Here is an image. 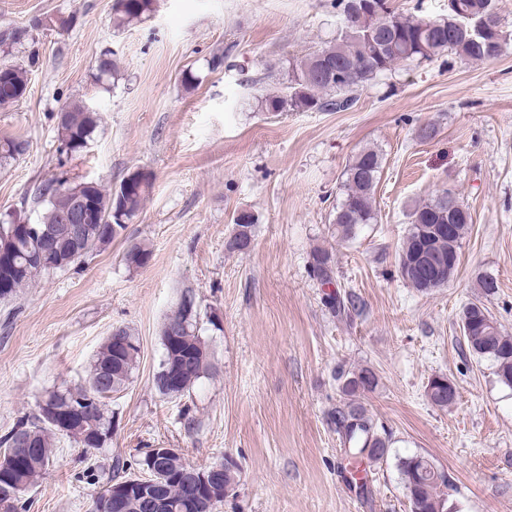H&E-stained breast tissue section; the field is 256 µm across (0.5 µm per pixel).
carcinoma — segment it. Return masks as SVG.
<instances>
[{
	"label": "carcinoma",
	"instance_id": "1",
	"mask_svg": "<svg viewBox=\"0 0 512 512\" xmlns=\"http://www.w3.org/2000/svg\"><path fill=\"white\" fill-rule=\"evenodd\" d=\"M355 0H336V9L342 27L347 29L344 39L317 51L289 67L291 93L282 96L266 94L260 98L263 112L340 110L348 108L342 99L365 86L378 75L389 72L403 62L431 60L448 52L471 62H492L502 56L512 44V36L505 31L486 37H473L468 32L471 19H479L496 12L494 0H458L460 14L448 17L400 16L391 10L389 0H382V14L364 13L353 16ZM155 0H114L112 24L120 29L150 16ZM47 21L63 34L73 26L72 15L36 17L26 27H7L0 31V55L7 58L18 49L31 47L22 64L0 69V108L20 101L27 93L31 72L39 67V54L33 50V33ZM117 75V65L109 53L100 55L95 79L108 81ZM56 135L61 146L70 153L84 151L99 127L100 116L82 100L67 103L56 116ZM25 144L13 138H0V162L7 163L22 154ZM383 168V156L374 148L360 150L345 170L344 196L336 207L333 223L342 242L356 238L358 226L375 221V188ZM152 187L149 173L134 170L123 177L119 186L105 187L92 182H49L41 193L43 210L34 227L42 230L59 222L69 209L73 195L85 197L92 212L105 216L102 224L85 225L89 239L88 252L101 250L112 244L126 225L115 221L114 212L135 217ZM460 201L453 190L418 204L409 214V229L398 249L397 270L400 278L421 291L448 285V271L459 264V249L472 217L460 218L448 213V200ZM451 223L455 239L436 234V226ZM235 229L225 247L227 251L245 254L253 244L254 216L248 212L234 220ZM13 263L0 265V299L17 295L36 277L65 271L79 264L85 255L79 254L61 263V254L43 237L29 235L13 240ZM150 250L136 244L124 255L128 266L142 267L150 259ZM311 272L323 286L336 282L332 252L318 248L312 254ZM329 308L338 314L355 309L353 294L339 292L329 297ZM199 313L195 298L189 292L181 298L176 309L161 328L163 360L166 367L182 371L178 395L189 391L210 367L208 351L198 335ZM463 341L470 352L491 360L498 380L512 388V336L502 333L485 305L467 304L461 316ZM139 338L125 328H118L100 345L90 364L84 383L49 392L39 405V413L32 420L19 423L8 434L0 437V447L11 448L20 443L34 450L28 469L17 471L6 460L0 459V512H23V494L35 486L50 464L52 448L62 437H68L85 448L100 449L112 440L114 420L108 408L112 394L125 390L132 382L138 366ZM377 378L369 368H360L346 377L342 393L356 398L376 386ZM448 378L435 376L429 380L425 396L439 409L453 405L458 394ZM336 427L346 452L352 459L377 462L384 458L387 444L375 430V424L363 410L349 402L335 411ZM371 448L373 452L365 453ZM145 475L164 472L162 497L171 502V512H216L218 505L236 488L239 482L235 467L225 468L222 482L208 491V495L190 499L185 482L200 472L187 464L184 458L157 459L146 453L139 461ZM124 466H116L114 484L107 485L93 499L91 512H109L107 495L112 486L125 487L139 480L123 474ZM402 482L411 512H440L446 508L448 497L443 489L449 487L448 474L425 456L413 455L400 462Z\"/></svg>",
	"mask_w": 512,
	"mask_h": 512
}]
</instances>
